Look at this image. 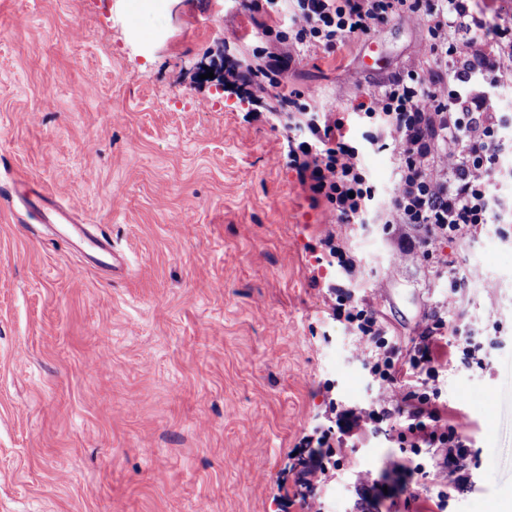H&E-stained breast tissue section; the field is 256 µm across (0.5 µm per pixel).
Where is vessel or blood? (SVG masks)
Masks as SVG:
<instances>
[{"label": "vessel or blood", "instance_id": "vessel-or-blood-1", "mask_svg": "<svg viewBox=\"0 0 512 512\" xmlns=\"http://www.w3.org/2000/svg\"><path fill=\"white\" fill-rule=\"evenodd\" d=\"M23 197L45 227L59 229L61 238L84 257L94 259L103 275L114 274L124 266L125 259L113 249L110 238L97 225L83 223L77 204H60L55 194L43 190L24 191Z\"/></svg>", "mask_w": 512, "mask_h": 512}]
</instances>
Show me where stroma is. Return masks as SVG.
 <instances>
[{"label": "stroma", "instance_id": "stroma-1", "mask_svg": "<svg viewBox=\"0 0 512 512\" xmlns=\"http://www.w3.org/2000/svg\"><path fill=\"white\" fill-rule=\"evenodd\" d=\"M133 4L0 0V184L78 202L129 262L104 279L20 201L0 204V512H288L294 445L328 427L331 402L386 394L362 369L368 343L331 317L327 287L345 282L402 348L436 307L494 337L484 369L439 377L481 450L449 512L511 502L512 222L438 246L477 274L459 295L375 218L342 223L313 202L289 164L300 133L282 94L347 115L426 64L423 22L302 52L255 119L247 98L200 77L261 39L242 0H168L144 32ZM361 160L391 195L392 146ZM331 232L361 258L356 280L321 248ZM394 453L385 431L348 449L322 512H355L356 485Z\"/></svg>", "mask_w": 512, "mask_h": 512}]
</instances>
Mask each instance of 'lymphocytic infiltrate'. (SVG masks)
I'll use <instances>...</instances> for the list:
<instances>
[{
	"instance_id": "f902f5d3",
	"label": "lymphocytic infiltrate",
	"mask_w": 512,
	"mask_h": 512,
	"mask_svg": "<svg viewBox=\"0 0 512 512\" xmlns=\"http://www.w3.org/2000/svg\"><path fill=\"white\" fill-rule=\"evenodd\" d=\"M246 8L269 17L265 43L253 48L252 61H225L224 81L252 100L280 85L300 49L341 48L402 14L422 20L430 41L428 66L367 93L354 119L307 104L300 92L282 97L292 126L303 134L290 164L312 199L325 201L339 221L361 224L374 212L385 226H407L397 248L425 262H433L435 243L470 245L489 232L507 208L494 179L512 151V121L491 104L499 88L493 72L512 68V14L498 0H484L479 11L472 0H247ZM355 121L362 135H354ZM389 142L397 184L383 200L360 153L363 144ZM452 145L459 158L448 169L442 158ZM329 298L335 320L370 345L366 373L392 393L369 408L337 406L333 426L299 441L295 503L318 512L315 492L332 458L396 417V480L390 487L376 479L360 482L357 512H447L452 498L471 489L468 464L478 461L479 452L460 408L442 397L437 381L451 369H484V344L463 337L464 314L451 317L436 308L405 351L368 298L337 287ZM433 473L447 474L448 481L420 500L411 486Z\"/></svg>"
}]
</instances>
